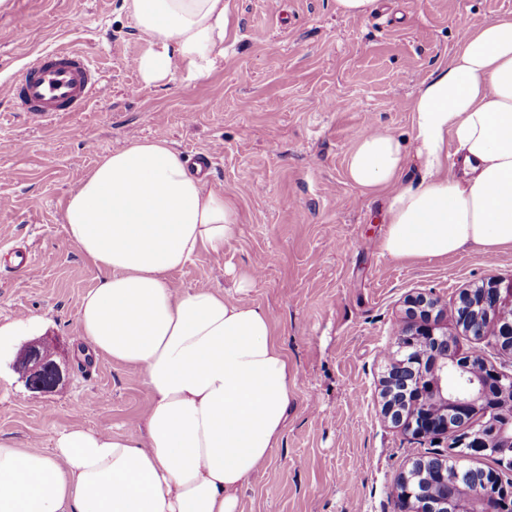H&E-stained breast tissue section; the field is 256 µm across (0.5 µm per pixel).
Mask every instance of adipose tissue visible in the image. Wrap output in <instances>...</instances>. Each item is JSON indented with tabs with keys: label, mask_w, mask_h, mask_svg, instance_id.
I'll return each mask as SVG.
<instances>
[{
	"label": "adipose tissue",
	"mask_w": 512,
	"mask_h": 512,
	"mask_svg": "<svg viewBox=\"0 0 512 512\" xmlns=\"http://www.w3.org/2000/svg\"><path fill=\"white\" fill-rule=\"evenodd\" d=\"M124 6L149 44L136 60L145 83L180 67L204 75L223 58L226 0ZM410 112V144L371 130L346 160L356 187L386 196L383 254L512 250V18L474 25ZM410 158L419 177L405 185ZM62 220L104 273L82 300L81 334L96 355L142 368L152 400L138 434L75 426L45 451L0 441V512H237L284 431L294 373L264 308L207 288L177 294L170 281L199 254H223L234 204L146 139L104 156Z\"/></svg>",
	"instance_id": "obj_1"
}]
</instances>
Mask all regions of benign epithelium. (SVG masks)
<instances>
[{"mask_svg":"<svg viewBox=\"0 0 512 512\" xmlns=\"http://www.w3.org/2000/svg\"><path fill=\"white\" fill-rule=\"evenodd\" d=\"M456 323L467 336L489 338L512 354V283L501 287L494 275L464 292ZM396 358L385 380L386 409L392 422L421 437H450L453 447L478 457L493 448L512 447V373L484 364L474 371L482 352L465 351L448 338L436 302L420 295L409 301L405 320L396 333ZM28 383L44 389L42 376L59 367L44 356V345L33 340L21 357ZM480 411L495 418L476 422L475 431H451L448 414L466 422ZM448 460H421L401 476L402 512H448V498L459 500L460 512H498L492 498L479 489L448 490Z\"/></svg>","mask_w":512,"mask_h":512,"instance_id":"1","label":"benign epithelium"}]
</instances>
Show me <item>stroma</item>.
Listing matches in <instances>:
<instances>
[{
	"label": "stroma",
	"instance_id": "obj_1",
	"mask_svg": "<svg viewBox=\"0 0 512 512\" xmlns=\"http://www.w3.org/2000/svg\"><path fill=\"white\" fill-rule=\"evenodd\" d=\"M227 7L223 60L206 76L179 69L148 86L133 64L146 44L124 0L0 6V87L46 49L83 50L103 72L87 111L45 126L0 100V321L44 318L35 335L67 370L53 392L38 393L14 366L26 337L0 356V440L45 450L64 428L141 426L151 403L143 370L95 356L80 334L82 298L103 273L69 241L62 213L105 155L164 140L183 156L211 157L208 185L240 218L223 255L199 254L173 272L174 289L263 307L295 375L282 437L238 512H399L400 475L428 453H451L447 440L416 438L382 412L407 302L422 294L454 311L489 273L512 279V250L383 255L384 198L349 182L346 158L364 126L410 140L420 82L447 64L469 24L512 15V0H379L366 18L338 15L334 0ZM15 247L31 252L29 274L14 271ZM242 274L251 288H235ZM343 471L351 481H337Z\"/></svg>",
	"mask_w": 512,
	"mask_h": 512
}]
</instances>
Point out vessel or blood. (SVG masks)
Returning <instances> with one entry per match:
<instances>
[{
    "mask_svg": "<svg viewBox=\"0 0 512 512\" xmlns=\"http://www.w3.org/2000/svg\"><path fill=\"white\" fill-rule=\"evenodd\" d=\"M100 70L92 57L74 49L35 54L22 78L7 89L13 108L35 120H51L63 112H82L92 103Z\"/></svg>",
    "mask_w": 512,
    "mask_h": 512,
    "instance_id": "vessel-or-blood-1",
    "label": "vessel or blood"
}]
</instances>
